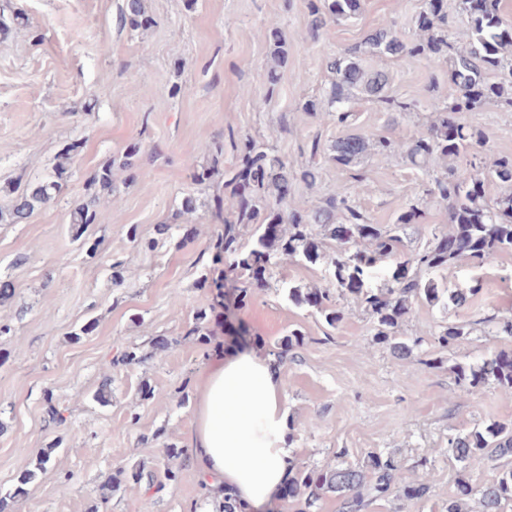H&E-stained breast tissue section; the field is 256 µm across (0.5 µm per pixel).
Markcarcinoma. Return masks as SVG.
Instances as JSON below:
<instances>
[{
  "label": "carcinoma",
  "instance_id": "1",
  "mask_svg": "<svg viewBox=\"0 0 512 512\" xmlns=\"http://www.w3.org/2000/svg\"><path fill=\"white\" fill-rule=\"evenodd\" d=\"M500 3L501 0H459L467 28L463 42L455 46L441 34V26L448 21L446 0H426L412 39L399 37L391 28L368 34L359 45L327 62L331 82L325 99H309L302 106L303 111L313 114L337 110L357 90L390 109L407 112L414 104L386 95L387 74L364 68L360 56L449 59L455 97L426 128L416 131L402 145L405 157L414 165L443 163V173L435 180V194L448 202V231L434 235L421 249L401 252L398 250L401 230L419 217L414 207L401 214L398 223L386 226L369 223L345 199L335 196L312 209H301L290 201L292 185L298 178L313 184L315 170L308 167L297 174L280 156L247 137L242 142L237 164L224 171V188L228 193L217 198V206L228 216L222 218L224 233L213 245L212 256L214 262L229 260L232 268L244 277L237 288L239 304L250 301L252 288L264 280L258 275L259 270H267L274 258H304L313 262L320 257L322 245L312 233L315 224L324 226L326 238L336 242L333 265L340 292L355 296L363 304L376 320V340L391 344L393 354L399 359L413 355V346L395 340L397 328L413 299L423 297L437 303L446 297L458 306L465 304L468 296L478 293L476 288L451 291L433 279L411 275L409 270L415 267L434 272L463 258L491 262L502 253L512 252V193L492 199L486 195L484 178L466 167L450 164L481 140V135L459 123L455 114L475 112L492 101L512 107V23L503 18ZM362 6L363 0H306L309 30L317 34L332 23L353 18ZM120 18L135 29L153 23L145 11L144 0H125ZM269 41L272 65L266 78L273 85L278 81L277 68L288 63V49L276 26L269 30ZM139 151L140 145L131 143L122 155L94 172L90 178L94 193L89 200L75 203L71 212L75 240H80L90 225L112 211L115 173L131 170ZM370 151L389 155L396 152V145L383 137L370 138L352 131L330 146L328 160L347 167ZM66 173L62 162L52 179L18 193L7 211L0 210V223H22L38 207L61 194L66 188ZM492 173L501 182L512 184V154L498 156L493 161ZM340 212L343 216L338 222L336 217ZM249 227L253 229V240L250 246L244 247L239 241L241 229ZM382 259L396 261L392 283L385 288H370L366 285L367 269ZM288 299L315 308L332 328L344 319L343 311L333 305L327 289L290 288ZM465 335L462 326L449 325L434 334V338L440 347L450 349ZM455 374L466 397L480 395L491 381L502 391L512 393V349H501L480 365L458 366ZM448 446L455 460L465 467L485 457L512 460V426L493 421L449 439ZM400 481L398 461L392 456L373 453L367 471L356 467L328 471L294 468L288 483V499L300 504L298 512H310L321 494L334 492L341 499V512H361L368 501L387 496ZM428 490L424 480L403 482V493L410 500L423 499ZM508 506H512V466L482 487H474L465 478H459L447 512H505Z\"/></svg>",
  "mask_w": 512,
  "mask_h": 512
}]
</instances>
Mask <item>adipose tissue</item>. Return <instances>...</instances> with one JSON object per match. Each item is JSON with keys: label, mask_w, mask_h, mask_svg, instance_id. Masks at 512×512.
Wrapping results in <instances>:
<instances>
[{"label": "adipose tissue", "mask_w": 512, "mask_h": 512, "mask_svg": "<svg viewBox=\"0 0 512 512\" xmlns=\"http://www.w3.org/2000/svg\"><path fill=\"white\" fill-rule=\"evenodd\" d=\"M191 448L201 478L244 512L281 496L296 456L276 355L235 344L219 356L198 387Z\"/></svg>", "instance_id": "ef3b65f1"}]
</instances>
